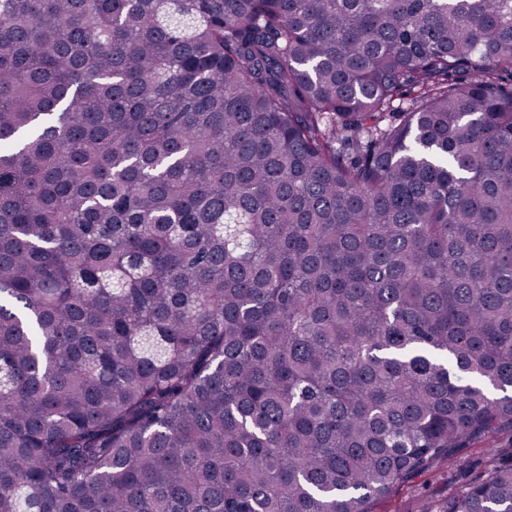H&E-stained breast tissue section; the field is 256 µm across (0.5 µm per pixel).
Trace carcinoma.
Returning <instances> with one entry per match:
<instances>
[{
	"label": "carcinoma",
	"mask_w": 512,
	"mask_h": 512,
	"mask_svg": "<svg viewBox=\"0 0 512 512\" xmlns=\"http://www.w3.org/2000/svg\"><path fill=\"white\" fill-rule=\"evenodd\" d=\"M509 430L512 0H0V512H372Z\"/></svg>",
	"instance_id": "1"
}]
</instances>
